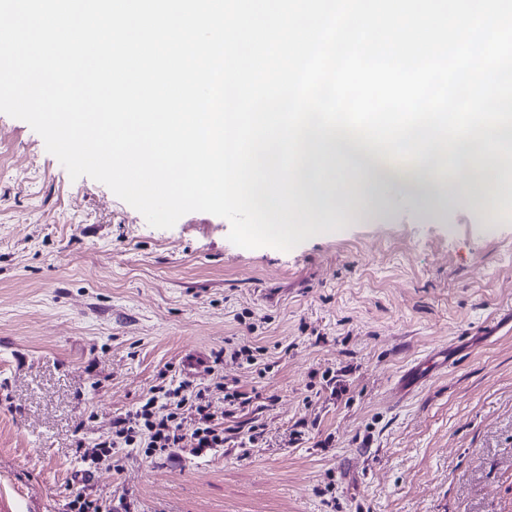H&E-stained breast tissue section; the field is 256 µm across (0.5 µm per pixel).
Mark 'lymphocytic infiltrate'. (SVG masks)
<instances>
[{
	"mask_svg": "<svg viewBox=\"0 0 512 512\" xmlns=\"http://www.w3.org/2000/svg\"><path fill=\"white\" fill-rule=\"evenodd\" d=\"M224 396L222 413L212 409L214 393ZM250 396L228 383L198 387L187 381L152 386L138 405L112 421L111 435L85 449L83 461L99 464L111 458L113 449L138 448L145 456L176 458L184 445L201 455L223 447L224 421L237 417L249 405Z\"/></svg>",
	"mask_w": 512,
	"mask_h": 512,
	"instance_id": "f902f5d3",
	"label": "lymphocytic infiltrate"
}]
</instances>
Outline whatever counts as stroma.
<instances>
[{
  "instance_id": "35a3bbf8",
  "label": "stroma",
  "mask_w": 512,
  "mask_h": 512,
  "mask_svg": "<svg viewBox=\"0 0 512 512\" xmlns=\"http://www.w3.org/2000/svg\"><path fill=\"white\" fill-rule=\"evenodd\" d=\"M487 213L352 195L291 250L168 229L0 113V512H512V159ZM242 342L257 362L213 354ZM447 354L408 393L398 381ZM342 400L323 392L344 366ZM251 395L224 447L81 449L161 377ZM263 426L241 446L251 423ZM299 440H292V433Z\"/></svg>"
}]
</instances>
